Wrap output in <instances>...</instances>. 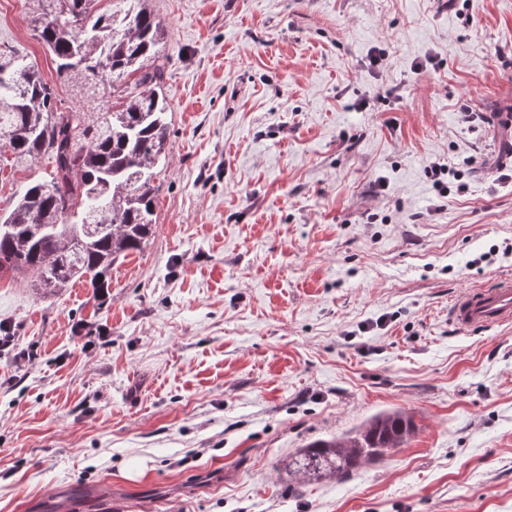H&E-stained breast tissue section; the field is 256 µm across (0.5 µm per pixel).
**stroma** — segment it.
<instances>
[{
    "mask_svg": "<svg viewBox=\"0 0 512 512\" xmlns=\"http://www.w3.org/2000/svg\"><path fill=\"white\" fill-rule=\"evenodd\" d=\"M148 7L155 234L101 297L0 277V512H512V324L450 317L512 276V0ZM37 16L0 0V52L98 111ZM48 170L0 151V214ZM393 409L415 434L350 480L281 472Z\"/></svg>",
    "mask_w": 512,
    "mask_h": 512,
    "instance_id": "1",
    "label": "stroma"
}]
</instances>
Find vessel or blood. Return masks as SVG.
Instances as JSON below:
<instances>
[{
  "instance_id": "1",
  "label": "vessel or blood",
  "mask_w": 512,
  "mask_h": 512,
  "mask_svg": "<svg viewBox=\"0 0 512 512\" xmlns=\"http://www.w3.org/2000/svg\"><path fill=\"white\" fill-rule=\"evenodd\" d=\"M452 319L463 329L512 322V278L498 277L489 285L461 294L452 306Z\"/></svg>"
}]
</instances>
